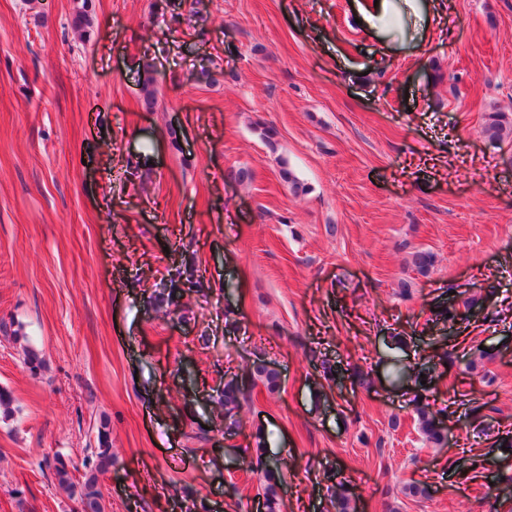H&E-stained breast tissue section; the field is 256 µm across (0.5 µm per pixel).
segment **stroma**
Returning a JSON list of instances; mask_svg holds the SVG:
<instances>
[{"label":"stroma","mask_w":512,"mask_h":512,"mask_svg":"<svg viewBox=\"0 0 512 512\" xmlns=\"http://www.w3.org/2000/svg\"><path fill=\"white\" fill-rule=\"evenodd\" d=\"M360 2L0 0V321L45 361L0 335V512H80L39 463L102 420L105 512H261L259 430L287 512L341 487L352 512H512V143L482 134L512 113V0H432L427 32ZM185 260L203 286L153 309ZM258 360L280 388L226 428L216 391ZM484 119L483 132L491 145L499 146L504 141H512V114L487 112ZM0 332H2L5 337L12 339L16 344L19 343L22 348L24 363L31 373L36 374L42 369L43 360L39 352L28 344L27 336L21 333V326L18 325V327L14 329L13 322L7 323L1 321ZM428 406V407H427ZM419 430L425 437L426 441L436 445H441L446 440V435L440 426L437 418V411H433L426 407L417 410Z\"/></svg>","instance_id":"obj_1"}]
</instances>
